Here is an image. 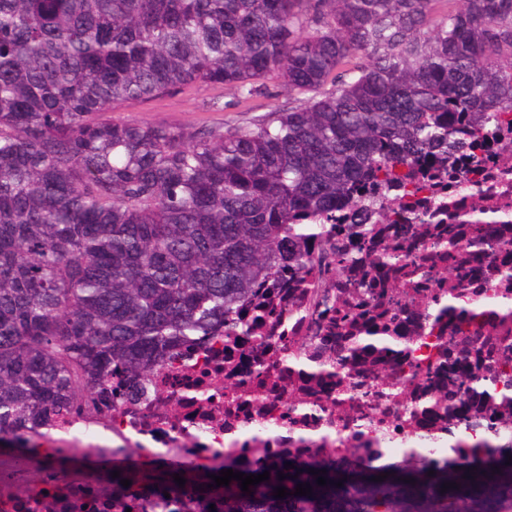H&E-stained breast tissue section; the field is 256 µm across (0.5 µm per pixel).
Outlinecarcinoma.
Returning a JSON list of instances; mask_svg holds the SVG:
<instances>
[{
	"mask_svg": "<svg viewBox=\"0 0 512 512\" xmlns=\"http://www.w3.org/2000/svg\"><path fill=\"white\" fill-rule=\"evenodd\" d=\"M271 75L311 97L226 131L104 118L190 85L248 99ZM505 111L512 0H0V446L79 414L115 375L144 384L179 343L252 335L240 311L259 280L285 263L358 262L321 223L358 183L474 147ZM315 239L319 255L300 250ZM498 249L481 224L448 225L452 285L426 314L448 317V335L409 363L411 391L390 368L419 337L384 335L372 321L388 311L359 288L336 289L349 297L336 335L288 347V371L310 378L358 366L321 441L366 408L379 414L367 455L226 458L182 487L135 467L112 498L168 493L186 512H512V306L494 301L512 288L472 287L462 257ZM399 401L413 417L448 411V457L407 448L373 465ZM223 469L270 477L216 487ZM300 483L311 494L293 495Z\"/></svg>",
	"mask_w": 512,
	"mask_h": 512,
	"instance_id": "1",
	"label": "carcinoma"
}]
</instances>
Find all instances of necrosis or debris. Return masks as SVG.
Wrapping results in <instances>:
<instances>
[{
	"mask_svg": "<svg viewBox=\"0 0 512 512\" xmlns=\"http://www.w3.org/2000/svg\"><path fill=\"white\" fill-rule=\"evenodd\" d=\"M333 224H375L380 235L370 252L409 245L407 260L422 274L408 276L394 265L363 263L355 280L371 288L374 303L399 309L390 326L395 336L431 334L419 311L448 285V227L484 224L493 232L512 227V127L491 126L483 148L444 162H418L407 183L361 184L348 203L337 206ZM350 280L326 276L320 267L296 274L281 270L260 283L257 296L242 308L263 344L251 338L205 336L182 344L178 364L161 363L150 373L144 395L121 408L112 390L96 395V407L81 422L80 435L65 424L69 446L53 458L68 456L87 467L109 470L112 460L141 455L178 458L188 467L231 453L244 464L292 453L315 456L312 444L294 440L295 432L316 433L335 412V379L292 378L282 357L289 342L302 336L336 333V313L314 305L317 289L345 288ZM387 449L427 448L442 423L434 414L395 422ZM7 512H142L137 500H113L104 484H72L47 493L22 491L6 501Z\"/></svg>",
	"mask_w": 512,
	"mask_h": 512,
	"instance_id": "obj_1",
	"label": "necrosis or debris"
}]
</instances>
